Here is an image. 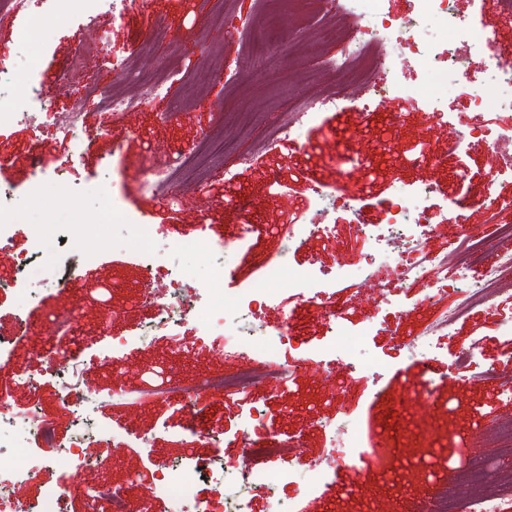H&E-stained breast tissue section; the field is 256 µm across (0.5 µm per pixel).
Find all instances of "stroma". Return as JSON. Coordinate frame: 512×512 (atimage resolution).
Masks as SVG:
<instances>
[{
  "label": "stroma",
  "mask_w": 512,
  "mask_h": 512,
  "mask_svg": "<svg viewBox=\"0 0 512 512\" xmlns=\"http://www.w3.org/2000/svg\"><path fill=\"white\" fill-rule=\"evenodd\" d=\"M46 11L44 0H20L15 13L0 18V56L27 79L5 84L7 96L21 99L27 113L0 136V190L9 194L5 219L14 232L13 252L0 254V337H10L20 323L27 336L12 346L0 362V400L8 413L37 411L50 420L61 437L72 432V416L54 381L44 378L39 389L19 386L21 373L40 374V352L51 350L83 370V377L107 403L100 410L118 432L117 441L87 448L94 465L74 470L57 449L37 448L36 478L19 482L15 496L37 502L44 488L66 492V512H105L103 503L74 493V485L123 487L134 512H169L166 499L149 489L162 470L187 457L234 460L240 450L244 410L238 396L205 395L193 408L177 400L155 401L141 390L155 377L189 383L223 375L246 364L238 349L202 341V327L188 318L174 333L161 332L147 344L128 346L112 354V340L131 336L150 319L138 299L142 270L138 259L121 250L135 224H160L167 232L157 251L162 264L158 285L183 267L194 272L193 288L204 291L212 278L207 257L178 251V242L201 238L238 244L230 270L229 291L246 287L265 257H285L293 269L308 265L335 272L339 262L358 261L366 247L353 221L360 210L370 224L381 223L383 205L395 183L415 187L431 180L439 191L436 206L466 205V225H439L427 239L434 251L451 250L461 229L484 239L488 252L499 241L495 225L512 224V201L498 200L486 208L482 192L489 174L498 170L502 151L448 141L461 137L473 123L492 133L512 129V112L491 111L474 118L468 102L484 81L479 68L470 79L454 84L442 118L436 119L412 93L426 78L414 64L415 52L403 50L390 67L375 75L383 99L362 115L359 93L338 108L325 109L310 120L297 141L273 140L272 127L288 123L301 103L316 100L335 86L334 45L318 34L326 25L350 30L345 12L327 17L310 0H283L276 18H269L262 0H147L128 10L106 15L89 5L53 15L35 71L18 35L31 18ZM130 57L133 65L167 74L164 90L139 109L112 117L95 106L83 115L92 137L81 156L70 154L67 137L57 122L67 115L68 101L54 105L53 120L42 118L45 94L68 60L81 62L77 86L111 84L112 61ZM407 90L391 92L394 81ZM231 143L215 177L181 185L179 202L144 187L151 170L165 167L169 157L193 154L204 136ZM423 152H416L417 144ZM39 166H31L32 154ZM249 155L246 168L237 155ZM106 184L119 200L121 215L105 222L94 192ZM325 210L327 231L295 240L287 225ZM78 225L81 255L71 285L44 291L39 303L20 308L15 283L19 277L14 255L26 250L35 230L52 233L55 225ZM380 289L338 282L333 301L347 331L358 338L357 357L378 370L371 376L349 368L343 351L329 355L326 378L299 370L288 391L261 388L268 421L264 433L292 438L299 450L292 468L308 476L311 462L323 456L331 437L328 424L347 414L359 429L370 432L377 448L393 449L398 459L417 461L428 440H437L435 477L412 466L397 483H389L376 468L333 466L313 489L291 484L283 491L296 512H432L450 464L480 449L483 459L496 463L486 493L512 491V468L499 467L507 452L498 439L502 424L512 423V399L505 382L486 379L447 383L441 378L461 349L474 348L478 368L503 365L512 357V281L492 307H478L441 337L430 354L432 383L405 389L400 377L414 363L411 344L425 333L444 309L454 305L455 292L438 305L420 304V286L401 293L402 311L389 312L378 328L365 323L380 305ZM65 317L67 329L46 333L44 324ZM270 329H288L291 344L280 347L277 360L294 364L298 357L318 363L319 350L331 337L321 306L304 302L294 290H282L276 304L258 314ZM123 388L131 400H111Z\"/></svg>",
  "instance_id": "35a3bbf8"
}]
</instances>
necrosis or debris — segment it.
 Masks as SVG:
<instances>
[{
    "label": "necrosis or debris",
    "mask_w": 512,
    "mask_h": 512,
    "mask_svg": "<svg viewBox=\"0 0 512 512\" xmlns=\"http://www.w3.org/2000/svg\"><path fill=\"white\" fill-rule=\"evenodd\" d=\"M451 0H416L415 15L398 20L387 15L381 0H349V9L368 30L367 39L345 36L334 27H327L322 35L326 41L339 46L340 54L334 68L340 78L336 88L327 91L318 99L319 106L335 107L345 97L350 83H358L366 106H373L376 92L372 75L387 66L391 57L402 46H417V67L427 77L422 93L433 109H441L449 80L464 81L470 75L467 66L450 64L446 45L468 43L474 46L481 65H497L493 43L488 33L477 26L464 23L451 11ZM74 64L64 65L51 92L53 98H73L74 104L68 112L63 131L69 135L73 153H81L87 139L83 131L82 116L86 105L121 115L133 108L132 99L112 93L106 87L88 88L81 98H74ZM512 109V73L503 71L499 76L483 84L470 98V109L482 114L488 109ZM385 218L380 224L360 225L359 231L367 246L364 258L358 263L340 264L337 277L341 280H360L369 277L380 267L391 268L400 286L425 283L431 296L445 293L449 285H465L474 267H481L480 285L467 289L455 306L444 311L442 317L423 336L418 337L413 348L424 352L431 350L434 339L447 335L449 329L464 318L473 307L493 304L499 293L501 281L512 275V250H499L487 254L480 239L460 235L455 250L460 259L449 264L447 255L427 248L426 241L434 229L447 220L463 223L461 210L447 212L432 205L430 188L410 190L394 187L384 210ZM399 232L403 240L402 250L383 247L388 232ZM198 251L206 253L215 268L210 286L197 306L186 308L184 289L193 278L191 269H181L174 284L161 290L153 280L143 284L144 305L154 315L147 326L138 333V343H146L149 336L172 329L182 322L187 313H194L204 327L206 335L221 338L243 349L251 356L249 366L231 376H214L184 385L165 380L150 384V395L165 400H178L192 405L201 394L209 391H225L237 395L248 403L245 418L246 429H258L264 420L263 409L254 404V392L260 387L287 389L295 379L296 369L281 364L275 357L280 346L289 344L290 336L284 332H268L255 337L244 334L243 322L256 317L259 309L276 300L279 286L295 288L298 296L321 298L322 279L311 267L293 271L284 258L273 256L263 262L253 282L237 292L229 293L223 288L224 270L230 264L235 249L227 243L208 240L197 241ZM74 255L49 249L43 234H34L29 251L19 254L17 266L24 279L38 278L42 265L51 264L56 272V284H67L73 273ZM59 381L67 392L72 393L71 413L75 431L68 439H60L54 426L37 413H27L21 419L0 414V451L15 455L18 463L15 474H23L32 459L29 453V438H36L42 445L63 449L71 466L81 469L87 462L85 448L100 442L107 431L100 417L92 416L80 398L75 397L76 385L68 375ZM297 448L292 441L265 439L250 441L241 454L231 462L221 459H188L178 467L163 473L154 484V489L165 495L170 503L169 512H191L197 503L196 485L201 477H209L215 487V496L209 500L204 512H252L253 493L256 490L285 486L294 483L296 475L289 462Z\"/></svg>",
    "instance_id": "obj_1"
}]
</instances>
